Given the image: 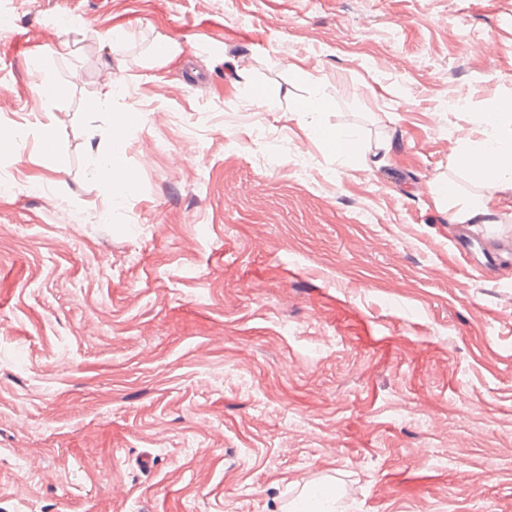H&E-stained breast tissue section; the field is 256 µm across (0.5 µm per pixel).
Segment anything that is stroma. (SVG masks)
Instances as JSON below:
<instances>
[{"mask_svg":"<svg viewBox=\"0 0 512 512\" xmlns=\"http://www.w3.org/2000/svg\"><path fill=\"white\" fill-rule=\"evenodd\" d=\"M9 2L0 512H288L311 484L342 512H512V187L455 164L512 100V0ZM439 175L486 197L488 267ZM310 131L314 137L336 154L353 156L357 152L356 147L351 150L346 147L347 144L355 145L354 140L348 134L333 126L315 123L311 126Z\"/></svg>","mask_w":512,"mask_h":512,"instance_id":"35a3bbf8","label":"stroma"}]
</instances>
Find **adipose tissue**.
<instances>
[{"instance_id":"obj_1","label":"adipose tissue","mask_w":512,"mask_h":512,"mask_svg":"<svg viewBox=\"0 0 512 512\" xmlns=\"http://www.w3.org/2000/svg\"><path fill=\"white\" fill-rule=\"evenodd\" d=\"M504 103L493 101L475 117L476 138L468 140L457 160L486 188L512 186V126L505 121ZM436 203L454 206V220L464 223L479 220L487 212L482 199H460L457 190L445 180L436 178L430 183Z\"/></svg>"}]
</instances>
